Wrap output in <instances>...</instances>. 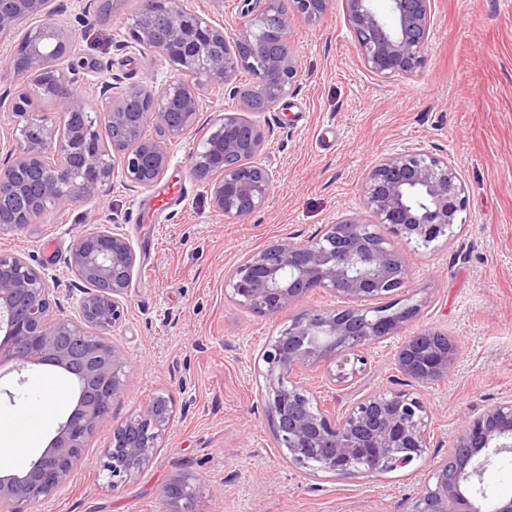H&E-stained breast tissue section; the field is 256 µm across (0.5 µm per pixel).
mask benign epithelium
Returning a JSON list of instances; mask_svg holds the SVG:
<instances>
[{"label":"benign epithelium","instance_id":"obj_1","mask_svg":"<svg viewBox=\"0 0 512 512\" xmlns=\"http://www.w3.org/2000/svg\"><path fill=\"white\" fill-rule=\"evenodd\" d=\"M52 0H0V34L24 22L7 60L14 87L0 93L25 118L21 138L0 159V231L34 224L57 203L99 198L120 164L135 187H152L166 172L167 142L188 134L206 94L222 86L241 100L238 112L217 115L212 135L224 136V167L209 166L208 151L195 149L190 173L207 183L212 205L226 220H241L264 207L276 182L259 161L267 134L251 116L275 107L299 77L288 35L294 19L319 18L328 0H244L233 33L182 0H143L132 30L133 49L147 47L175 69L195 78L159 87L110 76L101 107L75 89L69 59L75 35L54 19ZM346 0L347 21L366 70L381 78L419 69L433 25L432 0ZM249 70L251 85H238ZM52 101L64 131L33 117V97ZM135 142L110 155L90 145L101 137L100 115ZM150 123L163 138L145 139ZM362 210L344 214L304 243L282 237L242 258L228 277L227 295L263 317H273L312 292H331L354 302L344 310L306 309L260 350L263 398L285 458L305 473L336 478L375 476L422 459L429 445L431 412L406 390L376 389L340 414L314 404L311 387L293 379L298 368L341 354L365 364L364 350L394 336L418 315L404 299L383 311L373 302L407 287L411 265L399 244L428 245L464 226L465 191L456 164L444 155L404 149L378 159L361 185ZM70 267L90 289L71 316L54 309L41 273L20 256H0V375L49 365L76 384V402L56 434L19 474L0 476V512H31L69 484L85 446L112 403L125 391L128 362L109 332L124 318L136 253L129 240L106 224L74 243ZM442 334L421 329L401 346L397 362L410 381L427 384L448 374L456 347H436ZM173 414L172 398L158 396L113 427L102 449L109 485L119 489L156 457ZM512 453V400L473 407L448 448L433 462L412 512H512V498L488 504L480 484L502 454ZM165 497L191 512L187 484L166 488Z\"/></svg>","mask_w":512,"mask_h":512}]
</instances>
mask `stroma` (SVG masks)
Returning <instances> with one entry per match:
<instances>
[{"instance_id":"obj_1","label":"stroma","mask_w":512,"mask_h":512,"mask_svg":"<svg viewBox=\"0 0 512 512\" xmlns=\"http://www.w3.org/2000/svg\"><path fill=\"white\" fill-rule=\"evenodd\" d=\"M140 3L116 0L105 22L99 0H54L58 19L76 33L72 61L81 91L98 95L112 73L157 86L177 78L156 53L127 48ZM289 40L300 77L284 103L258 117L269 132L263 162L277 173L261 210L236 222L214 211L207 184L189 172L199 140L193 134L170 145L160 180L185 184L188 195L159 217L151 215L157 189H129L117 173L100 198L0 232V254L20 255L38 269L70 314L85 287L69 266L78 237L116 224L137 256L125 317L111 332L131 368L127 389L71 482L35 512H172L164 491L179 480L191 487L193 512H409L468 409L512 398V0H434L424 63L408 76L381 78L362 66L345 0H329L316 22L294 21ZM407 148L448 156L465 186V227L408 250L407 292L420 305L412 327L451 338L457 362L448 376L411 387L432 414L422 460L376 477L306 475L277 446L257 361L290 315H254L226 295L225 279L266 243L306 240L360 210L371 165ZM402 342L397 335L371 344L363 371L344 390L331 379V364L299 376L318 405L337 408L401 382ZM159 395L174 401L160 452L112 489L101 457L112 427ZM75 396L73 382L54 369L0 378V413L37 428L23 453L10 437L0 438V473L22 470L46 447Z\"/></svg>"}]
</instances>
